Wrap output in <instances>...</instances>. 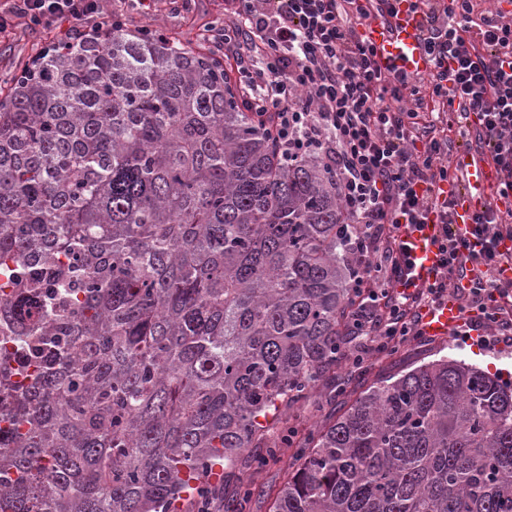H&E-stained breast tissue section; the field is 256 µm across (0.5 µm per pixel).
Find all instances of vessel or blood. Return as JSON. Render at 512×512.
I'll return each mask as SVG.
<instances>
[{
    "instance_id": "b4317fda",
    "label": "vessel or blood",
    "mask_w": 512,
    "mask_h": 512,
    "mask_svg": "<svg viewBox=\"0 0 512 512\" xmlns=\"http://www.w3.org/2000/svg\"><path fill=\"white\" fill-rule=\"evenodd\" d=\"M382 67H394L406 76L414 77L429 71L431 58L424 45L419 16L412 11L408 0H402L397 18L376 19L363 30ZM454 166L459 176L444 186L446 195L455 203L452 233L461 239L471 240L473 218L476 214L493 207L494 202L488 191L499 179L497 169L473 155L460 154ZM439 224H425L413 231L415 243L413 257V280L424 283L434 279L439 269V255L436 241L443 234ZM465 318L455 300H447L425 318L426 330L437 336L448 335Z\"/></svg>"
}]
</instances>
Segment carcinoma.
<instances>
[{"label": "carcinoma", "instance_id": "carcinoma-1", "mask_svg": "<svg viewBox=\"0 0 512 512\" xmlns=\"http://www.w3.org/2000/svg\"><path fill=\"white\" fill-rule=\"evenodd\" d=\"M247 99L124 20L0 82V512H173L356 380L335 176ZM287 445L272 512H512V385L445 356ZM327 411L328 407L325 404V397L323 395L316 396L312 398L309 404L301 411L297 421L290 420V424L295 423L300 429L309 430L312 424L319 421Z\"/></svg>", "mask_w": 512, "mask_h": 512}]
</instances>
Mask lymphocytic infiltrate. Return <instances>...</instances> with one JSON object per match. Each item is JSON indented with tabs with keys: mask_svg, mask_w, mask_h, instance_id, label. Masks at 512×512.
Instances as JSON below:
<instances>
[{
	"mask_svg": "<svg viewBox=\"0 0 512 512\" xmlns=\"http://www.w3.org/2000/svg\"><path fill=\"white\" fill-rule=\"evenodd\" d=\"M398 2L224 0L223 34L207 27L201 36L223 41L253 94L252 111L271 123L280 150L313 151L335 168L349 213L346 245L361 256L351 283L366 302L355 317L365 337L361 353L422 335L423 311L453 294V273L470 258L482 266V279L462 306L479 312L488 335L511 345L512 283L504 286L494 277L505 260L498 242L512 237L511 211L475 216L479 251L465 253L463 242L444 234L438 277L427 285L411 279L413 244L406 232L427 223L433 211L441 224H451L454 203L434 197L435 187L452 177L440 163L447 141L421 133L406 77L381 71L359 34L376 13L395 14ZM414 6L422 12L433 61V96L449 111L479 114L482 138L501 173L499 192L512 195V26L483 18L474 40L472 0H442L437 8L415 0ZM16 17L70 37L79 36L89 19L112 23L100 0H15L0 14V31Z\"/></svg>",
	"mask_w": 512,
	"mask_h": 512,
	"instance_id": "f902f5d3",
	"label": "lymphocytic infiltrate"
}]
</instances>
